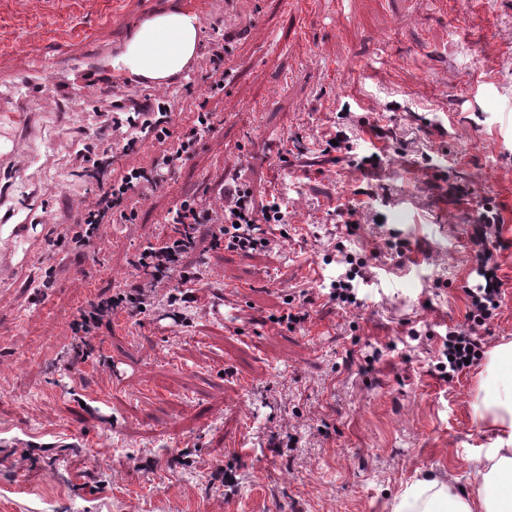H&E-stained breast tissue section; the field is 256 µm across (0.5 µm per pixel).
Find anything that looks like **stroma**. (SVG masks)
I'll list each match as a JSON object with an SVG mask.
<instances>
[{"mask_svg": "<svg viewBox=\"0 0 512 512\" xmlns=\"http://www.w3.org/2000/svg\"><path fill=\"white\" fill-rule=\"evenodd\" d=\"M150 2L0 0V100L28 115L0 164V512H389L428 473L469 486L493 438L474 422L484 367L448 380L435 365L465 324L487 198L505 296L478 334L488 352L512 341V0H206L192 92L173 107L205 104L215 132L138 200L136 223L78 249L56 218L97 188L61 156L105 97L18 86L112 61ZM339 128L352 146L331 161L320 142ZM372 144L383 160L360 168ZM234 178L287 205V237L197 255L186 324L122 316L68 363L79 307L133 279L130 259L185 194L217 207ZM340 242L370 266L357 309L326 296ZM301 290L307 322L273 323Z\"/></svg>", "mask_w": 512, "mask_h": 512, "instance_id": "1", "label": "stroma"}]
</instances>
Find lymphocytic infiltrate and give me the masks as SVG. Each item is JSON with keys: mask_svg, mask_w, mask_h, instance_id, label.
Wrapping results in <instances>:
<instances>
[{"mask_svg": "<svg viewBox=\"0 0 512 512\" xmlns=\"http://www.w3.org/2000/svg\"><path fill=\"white\" fill-rule=\"evenodd\" d=\"M82 78L86 86H99L112 101L100 113L98 133L89 135L75 152L79 176L95 181L99 187L95 201L72 218L75 231L71 240L79 248L89 244L104 222L135 223L138 213L129 204L132 195L144 196L161 188L177 164L190 159L197 144L214 129L212 114L197 111L190 126L175 132L170 102L147 85L140 74L115 76L107 68L97 67L83 73ZM117 87L125 88V95L113 96ZM147 140L163 145L160 160L151 168H133L113 177L112 164L117 154L132 152ZM223 196L225 203L217 208L194 197L176 203L164 217L169 230L161 244L145 247L132 259L136 279L112 295L95 297L79 308L71 324L73 335L79 338L73 348L75 359H87L83 340L116 316L134 317L144 309H166L175 323H183L184 309L194 300L203 280L200 269L191 261L200 246L243 255L271 248L276 232L288 222L287 209L275 199L257 200L250 188L238 184L225 190ZM501 222L493 206L482 205L474 244L475 261L485 282L467 291L466 330L452 328L445 335L444 359L436 365L445 377H453L466 365H477L484 356L477 330L496 316L502 303L504 283L497 275L494 258ZM336 250L346 270L331 284L328 300L346 309L353 305L358 282L368 278L367 261L347 251L344 245H337Z\"/></svg>", "mask_w": 512, "mask_h": 512, "instance_id": "lymphocytic-infiltrate-1", "label": "lymphocytic infiltrate"}]
</instances>
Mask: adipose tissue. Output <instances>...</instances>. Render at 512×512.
Masks as SVG:
<instances>
[{"mask_svg":"<svg viewBox=\"0 0 512 512\" xmlns=\"http://www.w3.org/2000/svg\"><path fill=\"white\" fill-rule=\"evenodd\" d=\"M193 36L188 18H165L141 31L121 62L134 70L168 74L191 52ZM476 418L494 439L484 450L475 489L462 491L430 476L394 499L391 512H504L512 496V392L486 389Z\"/></svg>","mask_w":512,"mask_h":512,"instance_id":"ef3b65f1","label":"adipose tissue"}]
</instances>
